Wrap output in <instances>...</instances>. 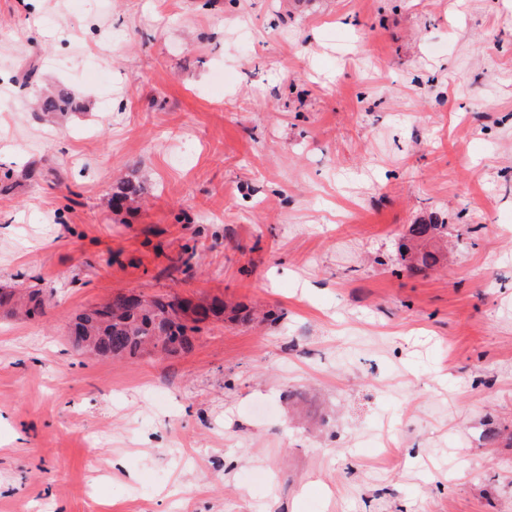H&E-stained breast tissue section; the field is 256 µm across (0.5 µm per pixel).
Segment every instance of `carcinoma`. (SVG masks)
I'll list each match as a JSON object with an SVG mask.
<instances>
[{"label":"carcinoma","mask_w":512,"mask_h":512,"mask_svg":"<svg viewBox=\"0 0 512 512\" xmlns=\"http://www.w3.org/2000/svg\"><path fill=\"white\" fill-rule=\"evenodd\" d=\"M35 111L53 120L77 110L74 97L65 90L55 93L31 86ZM144 193L143 185L133 177L121 180L112 194V206L133 202ZM443 224H415L411 237L401 244V256L412 271H420L438 262L432 251L420 248L409 258L411 243H425L441 233ZM190 313L193 320L203 322L211 316L224 314V302L215 301L204 307H191L175 298L156 297L141 302L126 293H116L105 303L87 309L73 322L78 335L89 342L90 351L102 358L123 359L135 357L148 350L169 355L187 354L192 350V338L185 335L187 326L177 322V309Z\"/></svg>","instance_id":"1"}]
</instances>
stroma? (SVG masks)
I'll list each match as a JSON object with an SVG mask.
<instances>
[{"mask_svg":"<svg viewBox=\"0 0 512 512\" xmlns=\"http://www.w3.org/2000/svg\"><path fill=\"white\" fill-rule=\"evenodd\" d=\"M0 288V512H512V0H0ZM117 292L271 317L76 351ZM31 93L35 112H40L42 117L47 120L56 119L68 112H74L78 108L74 97L65 90L52 93L31 85ZM144 193L143 185L133 177L121 180L112 194V206L120 207L124 202H134ZM445 228L444 224H414L411 229V237L401 244V256L406 262L407 267L412 271H420L423 268L431 267L438 262V256L435 252L425 250V242L436 237ZM412 242H420L421 248L417 253L409 258L407 254L411 250Z\"/></svg>","mask_w":512,"mask_h":512,"instance_id":"35a3bbf8","label":"stroma"}]
</instances>
